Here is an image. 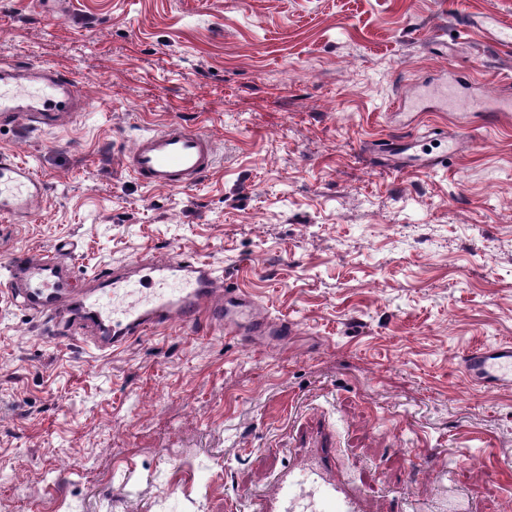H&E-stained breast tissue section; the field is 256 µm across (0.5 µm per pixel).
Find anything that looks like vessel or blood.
Here are the masks:
<instances>
[{"label":"vessel or blood","mask_w":512,"mask_h":512,"mask_svg":"<svg viewBox=\"0 0 512 512\" xmlns=\"http://www.w3.org/2000/svg\"><path fill=\"white\" fill-rule=\"evenodd\" d=\"M85 109L83 88L74 76L50 66H0V120L28 112L40 124L51 125ZM213 165V139L179 121L150 131L122 157L123 168L148 188L192 187ZM44 191V180L30 166L11 153H0L1 216L28 219L33 202ZM65 254L59 248L41 257L17 255L8 268L7 283L22 306L64 331L108 328V335L94 339L98 349H118L130 339L170 325L213 324L250 343L293 333L288 321L261 315L255 300L218 275L210 263L192 257L139 261L136 269L148 295L111 311L96 291L76 288ZM101 280L113 296L133 293L125 271L110 270ZM461 368L474 387L512 390V343L471 347L461 357ZM332 470V464L322 459L300 472H282L276 494L259 504V512H364L361 497L336 481Z\"/></svg>","instance_id":"1"}]
</instances>
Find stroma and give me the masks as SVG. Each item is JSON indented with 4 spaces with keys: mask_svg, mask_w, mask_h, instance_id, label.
<instances>
[{
    "mask_svg": "<svg viewBox=\"0 0 512 512\" xmlns=\"http://www.w3.org/2000/svg\"><path fill=\"white\" fill-rule=\"evenodd\" d=\"M0 0V63L78 77L87 110L0 130L46 183L0 216V512H230L320 457L365 512H512V391L460 358L512 342V0ZM453 40L445 54L438 38ZM210 135L189 189L121 167L147 129ZM471 133L444 168L388 170L375 140ZM72 244L77 276L211 263L296 332L254 347L170 326L101 351L11 296L20 253ZM60 458L69 473L43 475Z\"/></svg>",
    "mask_w": 512,
    "mask_h": 512,
    "instance_id": "stroma-1",
    "label": "stroma"
}]
</instances>
